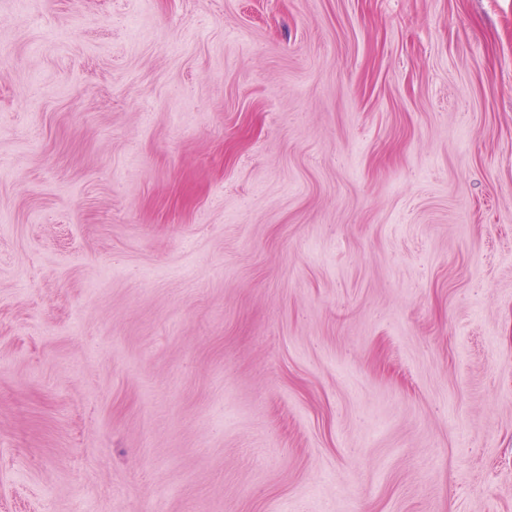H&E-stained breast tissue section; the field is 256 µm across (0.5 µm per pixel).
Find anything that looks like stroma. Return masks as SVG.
Listing matches in <instances>:
<instances>
[{"label": "stroma", "instance_id": "35a3bbf8", "mask_svg": "<svg viewBox=\"0 0 512 512\" xmlns=\"http://www.w3.org/2000/svg\"><path fill=\"white\" fill-rule=\"evenodd\" d=\"M0 512H512V0H0Z\"/></svg>", "mask_w": 512, "mask_h": 512}]
</instances>
